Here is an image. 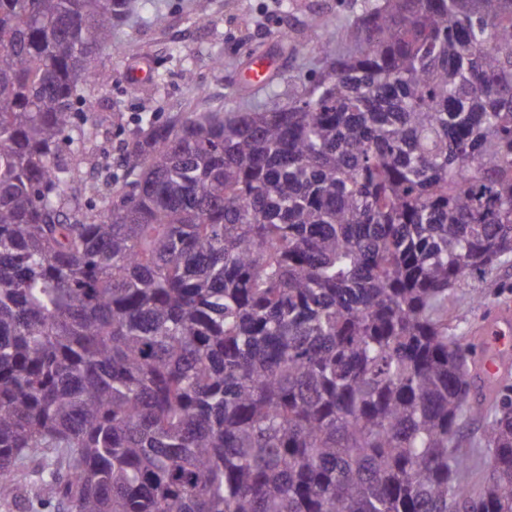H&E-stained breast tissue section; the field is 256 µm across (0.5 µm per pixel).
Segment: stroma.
<instances>
[{
	"mask_svg": "<svg viewBox=\"0 0 512 512\" xmlns=\"http://www.w3.org/2000/svg\"><path fill=\"white\" fill-rule=\"evenodd\" d=\"M140 14L120 26L110 45L94 61L109 86L95 93L90 109L77 113V124L93 130L90 140L70 152L100 196H108L105 176L116 165L122 142L134 129L132 115L152 111L167 116L199 101L201 107L235 112L288 96L311 69L318 50L340 40L360 9V0H142ZM163 26H155V15ZM323 19L309 28L310 15ZM273 63L266 85L248 87L247 73L255 55ZM195 82L187 84L185 71ZM479 290L480 304L470 299ZM448 317L457 335L474 338L497 308H512V260L492 275L470 279L456 288Z\"/></svg>",
	"mask_w": 512,
	"mask_h": 512,
	"instance_id": "obj_1",
	"label": "stroma"
}]
</instances>
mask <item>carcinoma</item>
<instances>
[{"label": "carcinoma", "mask_w": 512, "mask_h": 512, "mask_svg": "<svg viewBox=\"0 0 512 512\" xmlns=\"http://www.w3.org/2000/svg\"><path fill=\"white\" fill-rule=\"evenodd\" d=\"M139 5L0 0V503L512 512V382L448 324L512 255V0H362L287 104L138 114L85 207ZM482 433V422L478 419L468 420L461 429L462 449L470 452L474 460L473 480L480 479L489 462L487 448H471L470 442L478 439Z\"/></svg>", "instance_id": "carcinoma-1"}]
</instances>
